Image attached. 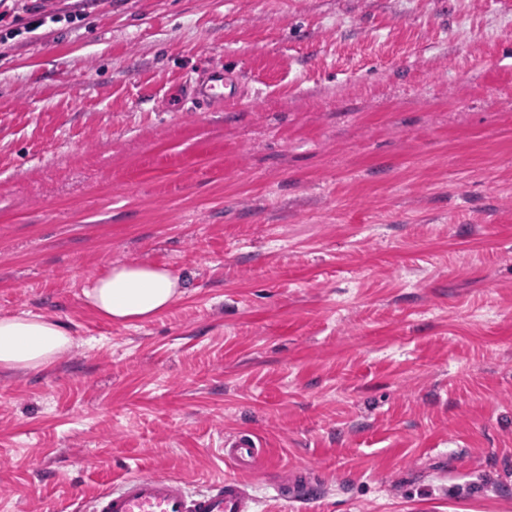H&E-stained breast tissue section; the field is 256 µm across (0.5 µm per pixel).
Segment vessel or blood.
Segmentation results:
<instances>
[{
	"label": "vessel or blood",
	"mask_w": 512,
	"mask_h": 512,
	"mask_svg": "<svg viewBox=\"0 0 512 512\" xmlns=\"http://www.w3.org/2000/svg\"><path fill=\"white\" fill-rule=\"evenodd\" d=\"M225 79L223 65L215 64L198 76H187L185 84L190 99L206 107L223 99ZM262 455L261 444L253 434L243 431L228 435L224 438V459L235 469V476L198 492L162 474L131 476L99 493L90 512H250L253 499L239 476L254 471ZM313 486L306 472L293 470L273 489L278 497L288 500L311 495Z\"/></svg>",
	"instance_id": "1"
}]
</instances>
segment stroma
Wrapping results in <instances>:
<instances>
[{"instance_id": "stroma-1", "label": "stroma", "mask_w": 512, "mask_h": 512, "mask_svg": "<svg viewBox=\"0 0 512 512\" xmlns=\"http://www.w3.org/2000/svg\"><path fill=\"white\" fill-rule=\"evenodd\" d=\"M75 14L15 34L26 8ZM0 317L63 324L0 372V512L192 490L266 455L253 512H512V0H9ZM244 95L202 109L187 73ZM117 262L187 285L132 325ZM294 468L317 498L272 485ZM82 288L85 304L95 315L124 325L159 315L186 291L179 276L145 262L113 264ZM74 343L60 323L41 315L0 317V369L37 370L49 367ZM262 455L260 441L251 433L243 431L224 438V459L238 472L254 471Z\"/></svg>"}]
</instances>
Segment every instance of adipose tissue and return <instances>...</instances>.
<instances>
[{
    "mask_svg": "<svg viewBox=\"0 0 512 512\" xmlns=\"http://www.w3.org/2000/svg\"><path fill=\"white\" fill-rule=\"evenodd\" d=\"M186 285L170 270L145 262L117 263L88 279L82 294L98 317L116 324L151 319L169 309ZM74 339L60 323L41 315L0 317V369L49 367L67 352Z\"/></svg>",
    "mask_w": 512,
    "mask_h": 512,
    "instance_id": "1",
    "label": "adipose tissue"
}]
</instances>
